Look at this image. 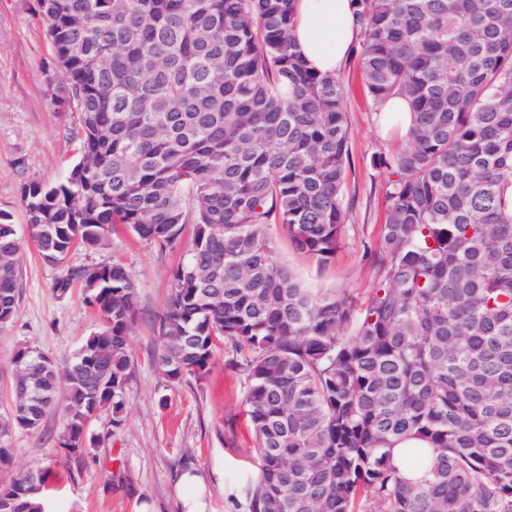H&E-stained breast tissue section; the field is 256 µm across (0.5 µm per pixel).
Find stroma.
<instances>
[{"label":"stroma","instance_id":"obj_1","mask_svg":"<svg viewBox=\"0 0 512 512\" xmlns=\"http://www.w3.org/2000/svg\"><path fill=\"white\" fill-rule=\"evenodd\" d=\"M35 9L36 0H0V217L21 233L27 224L22 184L61 182L77 153L76 141L68 137L58 108L46 94L52 52ZM341 78L350 136L342 247L323 274L287 241H280L279 250L304 278L362 294L374 284L364 249L375 242L385 221L390 190L386 170L374 159L393 154L407 140L381 132L380 114L367 93L358 57L348 60ZM189 241V235H182L162 253L119 228L104 248L71 253L74 265L121 262L139 287L143 314L130 330L134 368L123 420L116 426L111 413L97 414L90 422L94 445L73 460L55 447L64 419L61 408L53 407L38 431L13 433L12 465L0 470V484L15 472L45 468L47 512H135L145 501L156 503L161 512H179L176 485L192 465L207 480L206 512H247L240 478L254 464L242 416L244 373L230 368L232 355L221 347L204 378L178 386L153 361L160 346L153 316L167 301L170 273ZM59 274L34 248H27L16 314L8 325H0V405L10 401L11 357L18 345L36 347L61 365L101 326L80 292L63 300L54 297Z\"/></svg>","mask_w":512,"mask_h":512}]
</instances>
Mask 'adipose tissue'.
I'll return each instance as SVG.
<instances>
[{"mask_svg":"<svg viewBox=\"0 0 512 512\" xmlns=\"http://www.w3.org/2000/svg\"><path fill=\"white\" fill-rule=\"evenodd\" d=\"M354 11L352 0H295L293 38L310 69L340 71L358 42Z\"/></svg>","mask_w":512,"mask_h":512,"instance_id":"obj_1","label":"adipose tissue"}]
</instances>
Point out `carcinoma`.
<instances>
[{"label": "carcinoma", "mask_w": 512, "mask_h": 512, "mask_svg": "<svg viewBox=\"0 0 512 512\" xmlns=\"http://www.w3.org/2000/svg\"><path fill=\"white\" fill-rule=\"evenodd\" d=\"M375 107L400 96L407 145L378 157L388 217L373 288H321L269 226L321 269L342 243L344 86L295 50V0H37L59 75L48 96L79 142L65 181L21 188L22 237L0 221V318L12 321L25 244L64 265L115 224L191 245L155 315V364L201 378L223 344L246 375L257 471L248 512H512V0H354ZM101 328L59 368L15 349L0 470L64 384L60 447L121 422L138 287L118 263L79 265ZM419 440L423 448L397 444ZM47 471L0 485V512H45Z\"/></svg>", "instance_id": "obj_1"}]
</instances>
